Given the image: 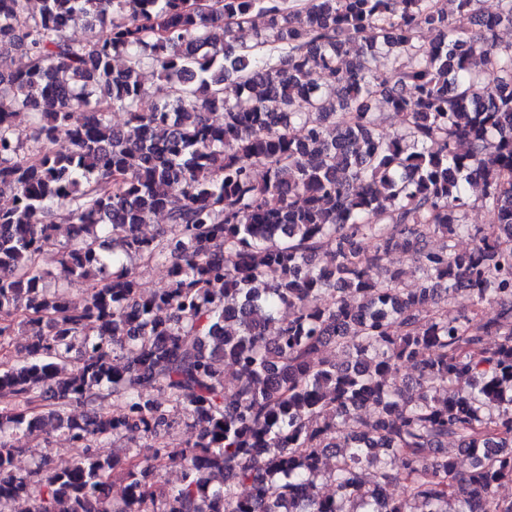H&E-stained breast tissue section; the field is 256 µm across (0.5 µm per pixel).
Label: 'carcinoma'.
I'll return each mask as SVG.
<instances>
[{"label": "carcinoma", "instance_id": "carcinoma-1", "mask_svg": "<svg viewBox=\"0 0 512 512\" xmlns=\"http://www.w3.org/2000/svg\"><path fill=\"white\" fill-rule=\"evenodd\" d=\"M498 4L472 34L435 0H0V43L27 58L0 59V349L31 336L29 362L0 366V498L28 512H512L498 494L512 483V45L495 40L512 0ZM257 15L264 38L238 42ZM79 20L95 38L72 32ZM382 46L411 59L393 83L370 66ZM145 66L168 99L150 98ZM379 96L402 117L393 135L370 111ZM473 180L484 228L466 222ZM159 214L169 231L143 236ZM59 224L77 232L60 242ZM398 245L421 287L383 271ZM138 261L167 263V286L142 291ZM86 284L72 307L66 289ZM328 345L342 361L320 356ZM410 362L418 376L391 381ZM180 411L197 434L171 448ZM48 421L82 452L34 481L14 468V432ZM125 432L154 457L94 452ZM394 484L405 495L378 500Z\"/></svg>", "mask_w": 512, "mask_h": 512}]
</instances>
